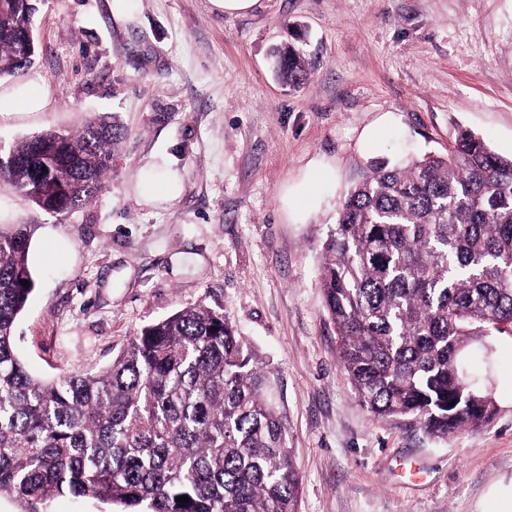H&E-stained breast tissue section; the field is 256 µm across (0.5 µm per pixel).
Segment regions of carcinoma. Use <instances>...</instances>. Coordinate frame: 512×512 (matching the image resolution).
Instances as JSON below:
<instances>
[{
    "instance_id": "obj_1",
    "label": "carcinoma",
    "mask_w": 512,
    "mask_h": 512,
    "mask_svg": "<svg viewBox=\"0 0 512 512\" xmlns=\"http://www.w3.org/2000/svg\"><path fill=\"white\" fill-rule=\"evenodd\" d=\"M36 11L0 0V78L26 69ZM273 57L288 86L308 79L295 49ZM120 138L104 116L23 138L0 155V182L45 214L71 211L101 194ZM33 229H0V497L20 512L62 493L119 512H296L284 428L224 311L200 303L150 324L94 374L26 371L13 338L35 287ZM320 279L338 358L374 416L438 437L482 427L496 401L459 358L512 332V158L461 131L445 157L370 165L340 203Z\"/></svg>"
}]
</instances>
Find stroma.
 <instances>
[{
  "instance_id": "stroma-1",
  "label": "stroma",
  "mask_w": 512,
  "mask_h": 512,
  "mask_svg": "<svg viewBox=\"0 0 512 512\" xmlns=\"http://www.w3.org/2000/svg\"><path fill=\"white\" fill-rule=\"evenodd\" d=\"M37 53L52 103L0 112V146L95 115L123 128L103 193L57 216L0 183V226L31 224L35 289L15 326L34 377L109 366L140 330L199 303L223 310L263 366L301 480L298 512H495L512 497V336L466 370L497 413L426 434L377 418L336 354L322 245L370 161L447 154L468 130L512 156V0H40ZM295 45L311 78L276 77ZM373 139H366L370 129ZM177 177L172 201L141 198ZM314 178L312 207L281 197Z\"/></svg>"
}]
</instances>
